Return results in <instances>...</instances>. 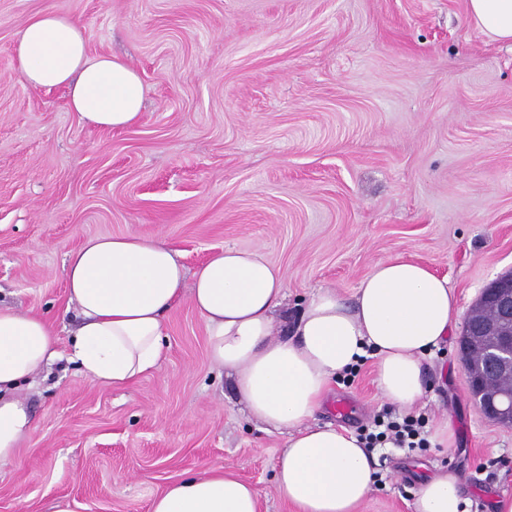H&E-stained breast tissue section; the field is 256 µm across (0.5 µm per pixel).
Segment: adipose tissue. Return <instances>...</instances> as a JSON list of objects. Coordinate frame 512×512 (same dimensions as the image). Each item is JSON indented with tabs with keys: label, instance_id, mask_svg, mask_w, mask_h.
Masks as SVG:
<instances>
[{
	"label": "adipose tissue",
	"instance_id": "ef3b65f1",
	"mask_svg": "<svg viewBox=\"0 0 512 512\" xmlns=\"http://www.w3.org/2000/svg\"><path fill=\"white\" fill-rule=\"evenodd\" d=\"M476 24L512 44V0H468ZM28 86L63 87L82 122L108 130L137 124L144 85L124 60L90 56L83 27L44 9L15 43ZM69 299L81 324L70 362L88 379L126 386L157 369L166 314L189 297L208 338L212 364L230 377L248 414L287 433L274 474L277 495L297 512H356L375 470L362 441L345 427L311 418L337 376L361 358L375 360L385 401L413 409L425 392L424 362L458 321L447 277L402 256L375 264L351 299L321 289L296 320L281 309L287 290L278 268L256 251L224 248L186 276L165 242L134 233L93 237L68 260ZM55 324L0 304V464L11 461L31 430L21 383L55 362ZM463 481L446 470L425 478L413 512H460ZM260 493L214 469L168 485L152 512H259Z\"/></svg>",
	"mask_w": 512,
	"mask_h": 512
}]
</instances>
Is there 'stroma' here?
<instances>
[{
  "label": "stroma",
  "instance_id": "1",
  "mask_svg": "<svg viewBox=\"0 0 512 512\" xmlns=\"http://www.w3.org/2000/svg\"><path fill=\"white\" fill-rule=\"evenodd\" d=\"M47 7L138 70V125L94 128L64 89L18 77V35ZM126 233L166 242L190 273L223 247L259 251L292 313L402 255L448 277L468 313L512 270V48L467 0H0V303L53 319L68 351L66 260ZM165 327L160 366L125 388L61 359L20 389L33 428L0 466V512H151L212 468L253 484L260 512H293L274 491L286 434L211 366L189 299ZM426 387L415 412L449 421L454 444L380 449L358 512H412L442 469L462 475L465 512L512 497V429L479 413L455 341ZM386 406L368 361L314 420L358 434Z\"/></svg>",
  "mask_w": 512,
  "mask_h": 512
}]
</instances>
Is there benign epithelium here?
Here are the masks:
<instances>
[{"label": "benign epithelium", "instance_id": "obj_1", "mask_svg": "<svg viewBox=\"0 0 512 512\" xmlns=\"http://www.w3.org/2000/svg\"><path fill=\"white\" fill-rule=\"evenodd\" d=\"M475 343L481 356L465 364L470 394L488 422L512 429V272L489 282L473 304L458 350Z\"/></svg>", "mask_w": 512, "mask_h": 512}]
</instances>
